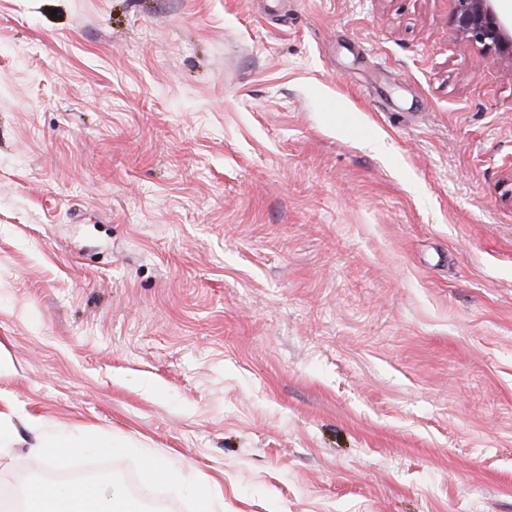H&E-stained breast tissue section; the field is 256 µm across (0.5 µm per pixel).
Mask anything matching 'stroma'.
Segmentation results:
<instances>
[{
	"label": "stroma",
	"instance_id": "35a3bbf8",
	"mask_svg": "<svg viewBox=\"0 0 512 512\" xmlns=\"http://www.w3.org/2000/svg\"><path fill=\"white\" fill-rule=\"evenodd\" d=\"M454 0H0V486L49 433L222 512H512V56Z\"/></svg>",
	"mask_w": 512,
	"mask_h": 512
}]
</instances>
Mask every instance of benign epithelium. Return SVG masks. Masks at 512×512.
<instances>
[{
    "label": "benign epithelium",
    "mask_w": 512,
    "mask_h": 512,
    "mask_svg": "<svg viewBox=\"0 0 512 512\" xmlns=\"http://www.w3.org/2000/svg\"><path fill=\"white\" fill-rule=\"evenodd\" d=\"M500 0H456L457 33L487 49L502 51L512 45V20L498 10Z\"/></svg>",
    "instance_id": "benign-epithelium-1"
}]
</instances>
